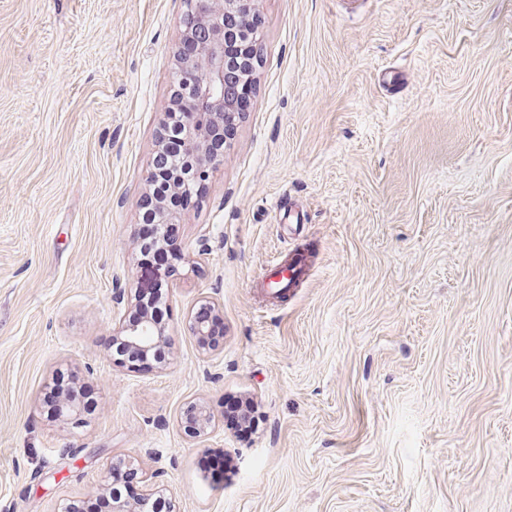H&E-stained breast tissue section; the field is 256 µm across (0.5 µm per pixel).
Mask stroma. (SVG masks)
I'll return each mask as SVG.
<instances>
[{
	"mask_svg": "<svg viewBox=\"0 0 512 512\" xmlns=\"http://www.w3.org/2000/svg\"><path fill=\"white\" fill-rule=\"evenodd\" d=\"M185 11L0 0V512H63L118 459L176 512H512V0H258L251 107L179 215L169 357L138 369L104 340ZM293 250L311 275L268 302L253 283ZM63 367L94 413L47 418ZM256 413L257 409L249 401L229 398L224 402V417L241 438H248L259 426L260 417Z\"/></svg>",
	"mask_w": 512,
	"mask_h": 512,
	"instance_id": "stroma-1",
	"label": "stroma"
}]
</instances>
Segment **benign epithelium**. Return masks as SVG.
I'll return each instance as SVG.
<instances>
[{"label":"benign epithelium","mask_w":512,"mask_h":512,"mask_svg":"<svg viewBox=\"0 0 512 512\" xmlns=\"http://www.w3.org/2000/svg\"><path fill=\"white\" fill-rule=\"evenodd\" d=\"M256 0H190L179 39H189L196 49L192 55L177 61V72L183 86L191 91L195 111L182 113L180 130L185 148V169L190 177L204 180L221 159L210 153L204 135V123H217L232 112L233 87L241 72L226 53V42L241 38L254 29L252 21ZM126 342L140 353H147L165 335V330L148 316L122 328ZM140 480L139 502H118L113 512H145L154 490L147 473L137 468Z\"/></svg>","instance_id":"1"}]
</instances>
